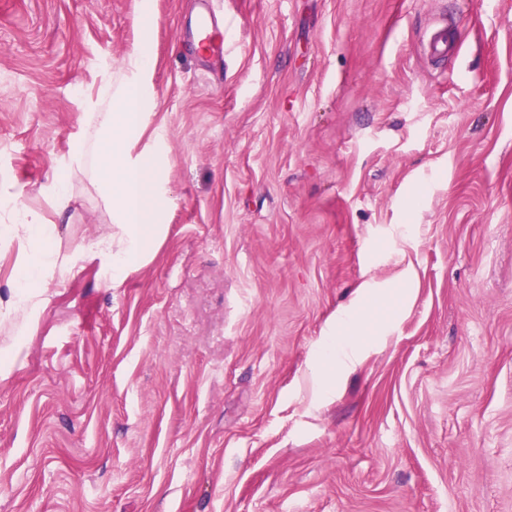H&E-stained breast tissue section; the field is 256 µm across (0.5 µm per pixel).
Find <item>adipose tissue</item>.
<instances>
[{"label":"adipose tissue","instance_id":"adipose-tissue-1","mask_svg":"<svg viewBox=\"0 0 512 512\" xmlns=\"http://www.w3.org/2000/svg\"><path fill=\"white\" fill-rule=\"evenodd\" d=\"M151 68V56L137 48L128 59L130 78L120 88L105 86L100 111L91 113L92 141H78L72 161L95 159L97 191L112 212L107 225L89 247L62 250L58 227L43 223L37 213L20 210L11 224L0 225V246L19 243L23 263L11 285V298L0 304V322L25 336L47 305L46 290L64 280L79 261L98 260L112 284L148 265L165 243L170 199L165 189L168 157L158 151H135L145 124L141 78Z\"/></svg>","mask_w":512,"mask_h":512}]
</instances>
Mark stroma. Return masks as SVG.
Instances as JSON below:
<instances>
[{"label":"stroma","mask_w":512,"mask_h":512,"mask_svg":"<svg viewBox=\"0 0 512 512\" xmlns=\"http://www.w3.org/2000/svg\"><path fill=\"white\" fill-rule=\"evenodd\" d=\"M212 7L225 65L198 0H0V224L110 223L71 148L144 38L171 199L151 264L83 260L12 352L0 512H512V0ZM366 288L404 300L315 395ZM205 5L195 23L194 30L191 35L194 40L198 41L199 49L210 55H224V64L229 55L226 43H224L223 31L218 26L215 15L206 6L211 4V0H200Z\"/></svg>","instance_id":"35a3bbf8"}]
</instances>
